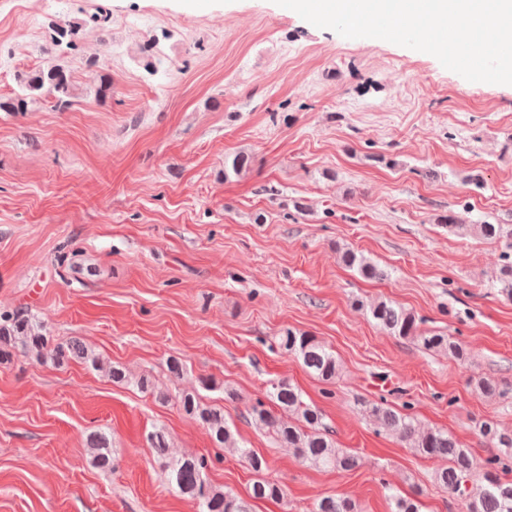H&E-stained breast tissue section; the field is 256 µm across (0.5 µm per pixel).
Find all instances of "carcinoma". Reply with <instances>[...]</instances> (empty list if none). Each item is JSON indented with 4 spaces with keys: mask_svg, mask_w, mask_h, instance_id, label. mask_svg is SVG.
Returning <instances> with one entry per match:
<instances>
[{
    "mask_svg": "<svg viewBox=\"0 0 512 512\" xmlns=\"http://www.w3.org/2000/svg\"><path fill=\"white\" fill-rule=\"evenodd\" d=\"M111 17L106 12L91 16L86 23L106 28ZM84 23V24H86ZM79 21H65L53 26V41L68 49L77 47L79 34L84 28ZM95 71V95L106 99L112 93V82L103 73L96 61L89 62ZM20 91L0 96V112H26L29 106L46 101L58 111H66L77 97V85L70 70L55 59L39 69L18 78ZM252 157L246 153L236 154L231 167L224 168V177L240 175L250 168ZM440 222L448 231L465 235L474 233L485 240L500 243L506 249L505 263L495 288L499 295L512 300V224H460L456 216L441 217ZM343 264L369 281H381L387 272L364 254L352 249L342 252ZM366 311L375 323L393 336L411 339L427 351L444 354L450 358H466L463 345L448 335L426 332L419 328L416 316L401 305L387 299H375L366 305ZM279 349L296 355L304 368L319 379L331 382L340 371L336 353L316 337L293 329H286L278 337ZM34 355L44 364L64 366L72 361L89 365L95 369L102 366L100 357L77 338L56 340L46 328L22 312H0V362L8 361L14 352ZM107 373L115 383L132 384L142 391H150L161 401L169 400V393L156 389L152 380L143 375L132 378L119 365L109 366ZM476 389L482 397L490 400L512 398V383L474 379ZM274 408L258 400L251 407V417L259 429H265L283 446L292 449L294 455L306 466L317 470L349 472L359 466V458L340 448L324 422L322 410L304 399L302 391L287 379L271 384L268 394ZM182 411L201 423L208 431L213 443L219 448H230L239 453L241 460L254 475L248 498H242L207 481L205 471L208 460L203 456L169 453L163 432L149 435L151 447L162 459V467L173 491L197 502L199 512H253L256 501L279 502L284 499L282 486L265 476L268 463L264 456L240 444L237 431L224 419V408L208 403L197 391H183L178 395ZM377 426L396 437L422 458L441 462L432 473L434 484L447 489L461 499L465 512H512V430H500L484 421L479 431L484 439L496 448L497 453L489 460L491 470L482 477L472 473L471 450L444 429L422 430L418 420L410 413L392 408L383 403L366 409ZM92 463L101 470L112 469V444L110 439L96 433L87 439ZM391 512H421V501L417 496L390 495ZM314 512H361L355 502L344 497H323Z\"/></svg>",
    "mask_w": 512,
    "mask_h": 512,
    "instance_id": "carcinoma-1",
    "label": "carcinoma"
}]
</instances>
